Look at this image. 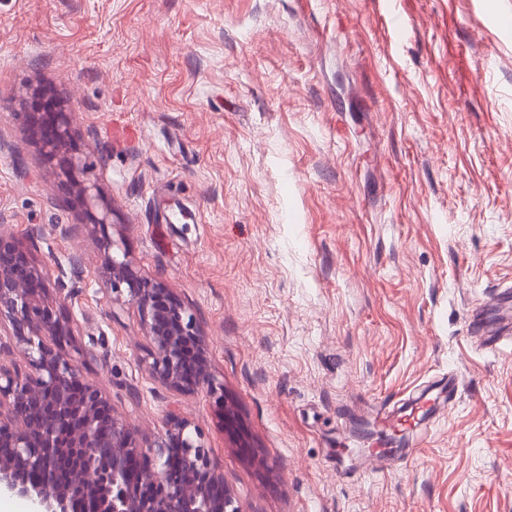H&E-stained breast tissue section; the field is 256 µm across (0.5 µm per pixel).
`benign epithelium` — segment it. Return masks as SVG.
<instances>
[{"instance_id": "7a95c632", "label": "benign epithelium", "mask_w": 512, "mask_h": 512, "mask_svg": "<svg viewBox=\"0 0 512 512\" xmlns=\"http://www.w3.org/2000/svg\"><path fill=\"white\" fill-rule=\"evenodd\" d=\"M65 119L41 133L45 155L67 150ZM114 302L135 306L150 344L148 372L176 393L211 386L207 345L196 319L164 282L112 254L103 237ZM38 266L0 225L1 349L19 361L0 363V494L25 498L35 512H242L224 471L184 416L168 413L164 435L142 444L128 418L83 375L90 352L63 349L72 327L50 306L72 290ZM54 281L53 298L46 284Z\"/></svg>"}]
</instances>
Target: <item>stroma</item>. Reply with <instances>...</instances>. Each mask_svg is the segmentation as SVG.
Here are the masks:
<instances>
[{"label":"stroma","mask_w":512,"mask_h":512,"mask_svg":"<svg viewBox=\"0 0 512 512\" xmlns=\"http://www.w3.org/2000/svg\"><path fill=\"white\" fill-rule=\"evenodd\" d=\"M510 15L0 0V224L51 270L81 251L64 314L85 376L144 444L179 409L242 512H512V338L467 329L512 290ZM59 112L84 196L35 134ZM106 235L190 307L211 388L151 378L137 308L105 290ZM452 373L427 438L364 466V412Z\"/></svg>","instance_id":"1"}]
</instances>
